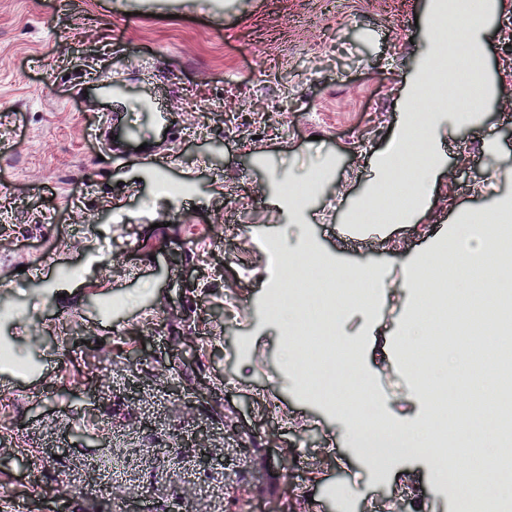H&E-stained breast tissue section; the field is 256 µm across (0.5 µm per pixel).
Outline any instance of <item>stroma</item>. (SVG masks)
I'll use <instances>...</instances> for the list:
<instances>
[{
  "label": "stroma",
  "mask_w": 512,
  "mask_h": 512,
  "mask_svg": "<svg viewBox=\"0 0 512 512\" xmlns=\"http://www.w3.org/2000/svg\"><path fill=\"white\" fill-rule=\"evenodd\" d=\"M427 5L0 0V306L19 311L0 320V345L35 365H0L12 512H39L49 488L90 512L144 497L155 512H458L428 453L377 469L339 410L305 393L268 311L274 247L296 234L329 265L382 269L372 302L346 310L343 344L373 414L429 426L431 384L399 340L422 299L399 271L447 246L459 216L488 214L479 181L512 194V106L488 103L447 138L422 210L353 223L430 42ZM484 40L512 99V35L492 22ZM148 102L165 125L146 124ZM461 156L467 174L449 176ZM321 163L315 219L293 227L282 183ZM44 262L43 281L25 275ZM73 266L82 276L62 277ZM199 432L217 456L205 468ZM243 446L253 455L237 457Z\"/></svg>",
  "instance_id": "obj_1"
}]
</instances>
